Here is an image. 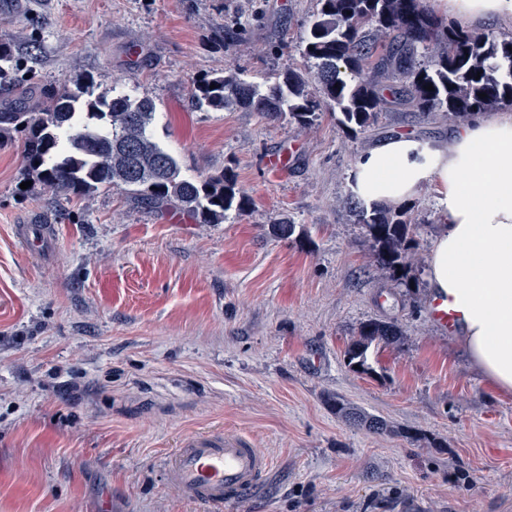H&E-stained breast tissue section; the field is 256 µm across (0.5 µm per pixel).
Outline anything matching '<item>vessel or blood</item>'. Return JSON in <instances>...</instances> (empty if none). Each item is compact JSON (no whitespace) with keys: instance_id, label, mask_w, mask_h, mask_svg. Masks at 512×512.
Instances as JSON below:
<instances>
[{"instance_id":"b4317fda","label":"vessel or blood","mask_w":512,"mask_h":512,"mask_svg":"<svg viewBox=\"0 0 512 512\" xmlns=\"http://www.w3.org/2000/svg\"><path fill=\"white\" fill-rule=\"evenodd\" d=\"M19 235L40 251L50 247L44 225L24 227ZM163 466L169 483L183 496L222 512L225 502L241 499L260 485L271 461L242 436L220 430L183 436L176 450L164 457Z\"/></svg>"}]
</instances>
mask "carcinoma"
Returning a JSON list of instances; mask_svg holds the SVG:
<instances>
[{
    "mask_svg": "<svg viewBox=\"0 0 512 512\" xmlns=\"http://www.w3.org/2000/svg\"><path fill=\"white\" fill-rule=\"evenodd\" d=\"M301 52L314 62L319 87L309 77L286 71L273 83L258 85L236 69L203 77L193 93L195 104L213 110L241 107L269 119L283 114L300 126L314 125L325 109L337 114L352 133L377 123L387 102L381 80L401 83L402 101L422 112H444L450 121L512 104V38L444 23L426 0H320ZM18 60L0 43V86L16 81ZM480 79H475V76ZM432 85L434 90L424 89ZM86 84H64L47 93L39 112H0V135L22 129L34 181L55 194H86L103 185L124 187L146 204L175 203L203 224H220L232 209L246 210L248 199L225 170L202 180L181 174L178 161L153 140L150 126L156 106L148 97L112 96L101 110L84 99ZM486 97L481 98L479 94ZM375 266L395 280L412 271L410 251L417 245L415 224L404 205L351 206ZM296 225L282 220L269 227L289 239ZM397 325L369 322L359 328L346 351L349 367L367 374L373 344H397ZM336 415L376 433L388 424L338 398Z\"/></svg>",
    "mask_w": 512,
    "mask_h": 512,
    "instance_id": "obj_1",
    "label": "carcinoma"
}]
</instances>
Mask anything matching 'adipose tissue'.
<instances>
[{"label":"adipose tissue","instance_id":"obj_1","mask_svg":"<svg viewBox=\"0 0 512 512\" xmlns=\"http://www.w3.org/2000/svg\"><path fill=\"white\" fill-rule=\"evenodd\" d=\"M433 4L468 23L512 19V0ZM427 184L442 215L429 297L455 313L461 342L488 384L512 393V109L459 125L423 149L393 137L363 154L350 177L368 206L405 203Z\"/></svg>","mask_w":512,"mask_h":512}]
</instances>
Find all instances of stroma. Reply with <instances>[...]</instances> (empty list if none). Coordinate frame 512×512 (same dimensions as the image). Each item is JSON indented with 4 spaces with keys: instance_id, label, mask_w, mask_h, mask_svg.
Masks as SVG:
<instances>
[{
    "instance_id": "35a3bbf8",
    "label": "stroma",
    "mask_w": 512,
    "mask_h": 512,
    "mask_svg": "<svg viewBox=\"0 0 512 512\" xmlns=\"http://www.w3.org/2000/svg\"><path fill=\"white\" fill-rule=\"evenodd\" d=\"M319 0H16L0 40L21 62L0 112H37L45 88L97 78L154 100V139L200 180L231 170L250 199L223 223L155 209L101 187L26 186L25 135L0 138V512H207L161 459L192 431L247 439L272 468L223 512H512V394L493 390L455 335L435 326L427 269L436 192L408 206L414 278L372 262L350 216L349 178L378 142L447 137L439 112L394 103L354 134L323 112L289 117L197 108L193 84L231 67L264 83L311 66L300 43ZM243 29L221 38V27ZM284 149L279 172L266 157ZM287 219L279 240L270 224ZM50 227L34 256L16 235ZM391 322L371 373L345 352L359 327ZM341 398L382 417L339 418ZM332 406L336 411V415L354 426L365 428L376 433L388 430V424L384 420L375 415H371L340 398L333 400Z\"/></svg>"
}]
</instances>
